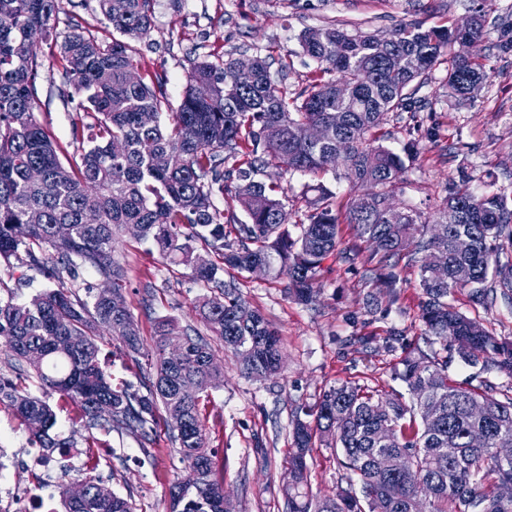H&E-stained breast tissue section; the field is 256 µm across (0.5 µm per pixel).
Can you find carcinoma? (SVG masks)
<instances>
[{"mask_svg":"<svg viewBox=\"0 0 512 512\" xmlns=\"http://www.w3.org/2000/svg\"><path fill=\"white\" fill-rule=\"evenodd\" d=\"M121 13L112 0H98L105 25L119 34L111 40L87 27H73L57 41L58 0H0V263L8 270L40 268L39 252L52 251L56 265L72 279L92 268L123 292L127 268L114 257L120 231L135 227L173 263L189 265L196 278L220 291L200 314L249 377L274 375L282 360L278 332L243 298L234 274L255 260L270 274L288 280V292L310 305L325 259L338 250L340 224L353 226L371 252L365 276L398 299L402 272L418 264L419 320L430 349L399 339L395 375L411 401L339 383L316 404L291 420L292 448L285 489V512H512V460L497 448L512 447V397H497L490 382L480 392L448 378L453 348L463 363L512 379V341L494 336L477 319L458 311L450 298L468 291L471 302L489 308L502 301L512 309V195L476 193L465 182L454 186L429 222L410 205L396 207L395 193L405 161L417 159V146L401 157L376 143L374 132L392 112H414L415 97L427 75L448 59L451 96L469 101L487 78L485 66L454 50L463 38L480 39L485 12L464 33L455 27L399 24L384 39L336 27L305 30L303 51L334 79H315L288 97L271 78L266 60L253 57V79L238 81L237 58L217 56L193 64L181 104L174 112L162 85L148 84L138 71L132 42L150 26L151 0H125ZM59 43L61 59L91 122L76 132L87 144L78 162L64 164L51 133L35 118V81L41 60L34 36ZM199 85L209 88L200 99ZM168 121H162L163 112ZM332 128L330 140L312 144L305 130ZM242 157L232 169L230 158ZM278 160L288 168L316 175L345 168L356 192L340 216L336 194L316 185L312 210L294 215L288 192L256 179L261 167ZM234 194L248 221L224 215L215 200ZM300 229L292 236L288 224ZM471 238L459 253L454 239ZM202 240L218 256L195 253ZM106 326L128 350L143 347L128 308L94 295L92 305L73 300L64 283L32 295L24 303L0 296V338L6 355L39 380L43 396L0 375V405L11 409L42 448H71L54 432L56 414L47 396L79 403L86 424L137 432L151 440L158 406L179 409L185 422L172 428L188 480L170 489L171 512H222L224 483L213 477V452L200 417L199 397L181 395L185 379L200 392L222 378L210 343L191 337L170 320L158 323L154 374L146 392L114 388L99 359L93 324ZM173 336L187 347L178 362L165 356ZM484 408L481 417L470 412ZM485 434L474 446L472 431ZM330 440L339 478L336 494L308 492L309 466L316 441ZM458 449L448 459V449ZM85 496L73 500L62 489L65 512H131L128 500L99 481L84 482Z\"/></svg>","mask_w":512,"mask_h":512,"instance_id":"obj_1","label":"carcinoma"}]
</instances>
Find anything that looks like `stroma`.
<instances>
[{
    "label": "stroma",
    "mask_w": 512,
    "mask_h": 512,
    "mask_svg": "<svg viewBox=\"0 0 512 512\" xmlns=\"http://www.w3.org/2000/svg\"><path fill=\"white\" fill-rule=\"evenodd\" d=\"M477 8V0H153L152 25L137 43L139 73L145 82L160 81L175 109L194 62L211 55H260L272 70H284L279 85L293 96L319 72L299 44L306 29L333 25L384 35L400 23L451 27ZM506 15L512 16V0H490L483 36L474 49L485 57L489 77L474 99L449 97L447 70L440 64L419 90L428 98L429 110L391 113L381 127V144L396 153L415 139L423 146L405 174L402 198L426 217L436 216L463 173L477 192L512 191V52L497 47L498 19ZM40 56L35 117L69 160H78L81 144L74 132L87 117L68 101L73 89L58 50L44 45ZM261 178L287 188L292 211H305L314 197L307 189L311 176L281 163L270 162ZM115 255L128 269L124 297L144 346H151L162 319L211 339L223 381L202 394L199 409L208 445L217 451L216 474L235 512H282L289 431L299 407L313 405L325 389L345 381L386 394L406 391L392 372L398 355L385 345L394 333L416 342L424 338L417 268L406 270L399 297L391 303L379 282L363 278L367 252L350 261L330 257L317 277L316 302L309 306L286 294L285 280L241 274L243 297L278 331L284 348L280 373L259 381L245 376L238 361L225 353L223 342L211 338L197 304L216 292L196 279L190 267L170 262L151 242L127 231L120 233ZM371 294L379 298L374 311L366 306ZM363 334L375 336L374 351L355 344V337ZM96 340L113 386H140L149 370L145 357L130 353L106 328H98ZM50 402L57 413V432L73 437V447L40 448L31 430L0 406V448L10 455L7 469L0 472V486L19 491L41 487L52 512L60 505L61 487L99 479L126 498L133 512H169V488L176 478L187 477L188 470L165 411H158L153 440L146 444L128 431L88 427L76 401L54 395Z\"/></svg>",
    "instance_id": "stroma-1"
}]
</instances>
